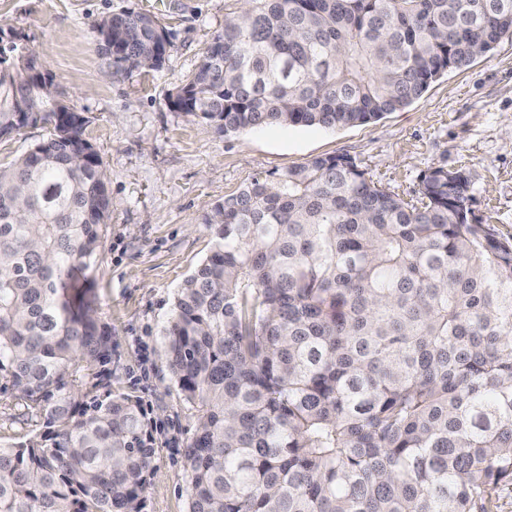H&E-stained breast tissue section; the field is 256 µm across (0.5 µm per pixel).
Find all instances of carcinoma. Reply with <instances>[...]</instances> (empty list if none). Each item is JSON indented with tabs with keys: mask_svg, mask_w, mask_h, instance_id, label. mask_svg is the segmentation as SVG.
Instances as JSON below:
<instances>
[{
	"mask_svg": "<svg viewBox=\"0 0 512 512\" xmlns=\"http://www.w3.org/2000/svg\"><path fill=\"white\" fill-rule=\"evenodd\" d=\"M119 69H158L161 28L94 26ZM512 38V0H247L171 104L237 134L341 129L410 106ZM0 27V379L43 430L0 445V512H143L156 456L112 391V330L75 277L112 198L84 118ZM465 171L406 200L345 155L251 179L214 205L211 253L164 332L196 405L188 512H492L512 489V243L473 220ZM48 135L41 125L26 128L21 135L0 140V166L6 167Z\"/></svg>",
	"mask_w": 512,
	"mask_h": 512,
	"instance_id": "carcinoma-1",
	"label": "carcinoma"
}]
</instances>
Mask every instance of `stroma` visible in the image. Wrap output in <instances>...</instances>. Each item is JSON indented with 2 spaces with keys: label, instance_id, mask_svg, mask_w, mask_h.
Returning a JSON list of instances; mask_svg holds the SVG:
<instances>
[{
  "label": "stroma",
  "instance_id": "obj_1",
  "mask_svg": "<svg viewBox=\"0 0 512 512\" xmlns=\"http://www.w3.org/2000/svg\"><path fill=\"white\" fill-rule=\"evenodd\" d=\"M240 6L241 0H0V26L34 46L60 97L84 117V136L103 163L113 205L89 286L97 316L112 329V387L138 396L156 425L145 512L188 510L183 450L196 411L172 379L163 332L177 289L214 247V229L204 219L217 201L254 176L316 156H348L406 197L428 170L462 169L473 219L512 242V40L371 124L226 135L170 101ZM127 7L154 14L165 29L160 69L124 71L98 52L95 23ZM41 427L0 391V443Z\"/></svg>",
  "mask_w": 512,
  "mask_h": 512
}]
</instances>
